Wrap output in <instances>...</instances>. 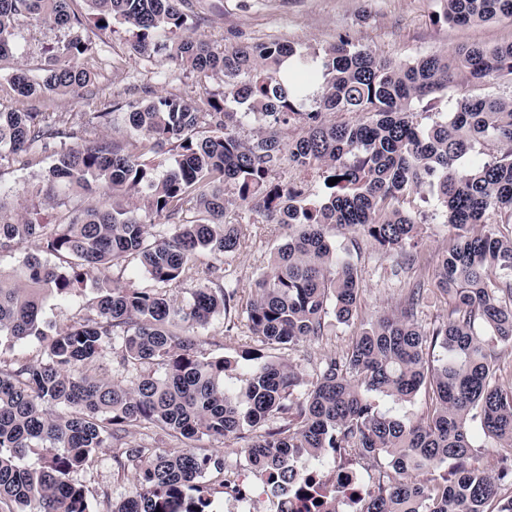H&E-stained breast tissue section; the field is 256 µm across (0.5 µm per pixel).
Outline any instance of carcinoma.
<instances>
[{"instance_id": "obj_1", "label": "carcinoma", "mask_w": 512, "mask_h": 512, "mask_svg": "<svg viewBox=\"0 0 512 512\" xmlns=\"http://www.w3.org/2000/svg\"><path fill=\"white\" fill-rule=\"evenodd\" d=\"M72 0H0V60L14 55L15 23L28 16L67 32L47 49L41 73L18 67L10 86L23 98L78 94L91 81L84 61L93 45ZM95 25L132 31L141 56L169 50L178 66L224 79L222 97L194 103L176 95L126 104V125L139 138L122 147L83 139L67 114L0 112V162L29 166L52 152L47 194L29 208L0 198V254H20L0 269V512H92L72 474L107 448L119 468L131 466L130 496L108 512H213L224 487V458L191 442L260 430L247 448L250 465L287 485L295 455L328 460L338 448L387 460L393 481L379 484L363 512H512V466L495 475L465 462L491 440L512 447V386H505L499 345H512V96L474 91L448 116L440 94L460 80L474 89L512 81V41L470 45L393 62L346 36L323 54L288 41L218 49L191 36L196 15L186 0H88ZM443 19L468 25L512 19V0H444ZM243 106L260 126L250 139L233 132ZM359 115L336 122L330 115ZM302 134L285 143L282 131ZM497 148L487 159L482 148ZM174 165L158 178L144 155L164 148ZM312 173L316 187L273 179L283 161ZM340 178L335 185L327 181ZM101 189L94 198V188ZM427 187L438 202L432 217L453 230L437 271L448 317L422 326L421 289L400 310L368 322L347 352L325 363L305 399L293 402L300 378L269 353L324 335L326 319L347 324L359 297L356 266L328 239L330 224L353 230L386 251L419 247L412 195ZM248 206L265 222L292 232L271 257L248 299L196 263L241 246L230 207ZM65 207L54 222L48 207ZM169 236L150 239L155 220ZM139 259L158 284L127 288L107 271ZM55 261H50V258ZM94 282L88 313L45 338L47 297L65 302ZM196 282L192 301L178 305L164 287ZM244 310L261 348L240 358L205 357L195 328ZM46 340V359L14 354L17 343ZM121 340L130 384L97 375ZM249 363L238 393L224 375ZM382 394L429 406L413 423L371 400ZM61 408L50 414L46 406ZM161 429L185 444L166 451L126 441L127 428ZM39 451V462L26 463ZM455 460L453 478L422 481Z\"/></svg>"}]
</instances>
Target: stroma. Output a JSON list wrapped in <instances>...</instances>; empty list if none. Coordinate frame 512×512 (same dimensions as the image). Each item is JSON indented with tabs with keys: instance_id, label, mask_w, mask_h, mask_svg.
I'll list each match as a JSON object with an SVG mask.
<instances>
[{
	"instance_id": "1",
	"label": "stroma",
	"mask_w": 512,
	"mask_h": 512,
	"mask_svg": "<svg viewBox=\"0 0 512 512\" xmlns=\"http://www.w3.org/2000/svg\"><path fill=\"white\" fill-rule=\"evenodd\" d=\"M190 7L200 19L194 38L222 49L246 42L286 40L301 50L321 53L335 44L339 35L346 34L356 46L370 49L379 57L407 61L431 52L450 54L468 44L512 41V20L451 25L440 18L441 0H190ZM87 33L94 46L92 56L85 62L91 74L90 84L76 96L48 93L34 99L33 105L39 111L81 116L102 111L109 103L145 98L150 91L203 99L224 89L219 79L199 77L166 55H134L133 36L124 26L117 24L107 30L91 27ZM65 36L59 28L19 18L16 54L0 61V111L25 106L10 87L14 69L20 66L30 75H39L45 47ZM52 163V158L46 157L39 165L26 169L1 165L0 189L6 191L9 201L30 204L33 189L44 185ZM229 218L239 229L242 248L218 259L203 252L199 259L220 267L225 285L249 294L266 271L275 248L287 236L288 228L264 223L261 216L244 207L232 209ZM419 234L424 243L420 252H397L379 249L351 230L328 227V238L348 249L358 270L359 304L349 324L331 323L322 339L299 342L281 353V360L292 364L301 377L294 400L304 399L326 359L339 356L364 323L398 306L409 289L418 287L423 292L419 322L426 325L447 318L448 305L436 288L435 271L448 245V227L427 223L420 225ZM95 295L96 290L90 285L67 302L47 299L43 311L47 331L65 329ZM198 334L206 341V355L235 357L242 351L249 330L245 315L240 314L233 330H226L224 320L219 318L199 329ZM73 479L85 487L94 512H109L112 504L130 495L136 484L133 471L118 469L106 449L100 451L92 466L74 473Z\"/></svg>"
}]
</instances>
